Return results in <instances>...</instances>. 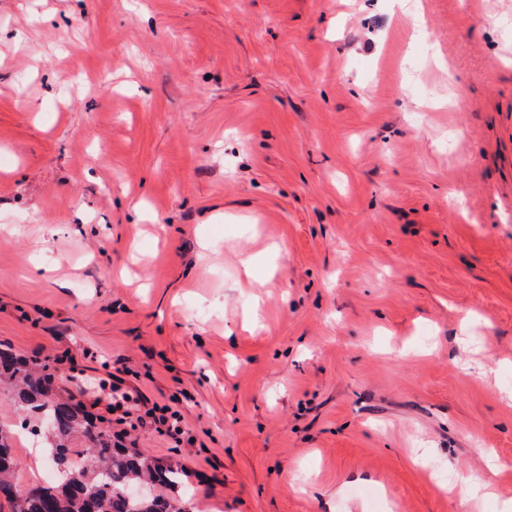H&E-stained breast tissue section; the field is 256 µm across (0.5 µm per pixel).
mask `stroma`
<instances>
[{
    "instance_id": "stroma-1",
    "label": "stroma",
    "mask_w": 512,
    "mask_h": 512,
    "mask_svg": "<svg viewBox=\"0 0 512 512\" xmlns=\"http://www.w3.org/2000/svg\"><path fill=\"white\" fill-rule=\"evenodd\" d=\"M509 56L512 0H0V342L180 397L200 512H502Z\"/></svg>"
}]
</instances>
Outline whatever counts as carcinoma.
Here are the masks:
<instances>
[{"label":"carcinoma","mask_w":512,"mask_h":512,"mask_svg":"<svg viewBox=\"0 0 512 512\" xmlns=\"http://www.w3.org/2000/svg\"><path fill=\"white\" fill-rule=\"evenodd\" d=\"M13 389L16 427L38 438L61 474L55 482L18 490L16 432L0 430V502L9 512H193L195 491L184 472L147 461L97 423L82 405L56 393L47 360L0 347V382Z\"/></svg>","instance_id":"carcinoma-1"}]
</instances>
